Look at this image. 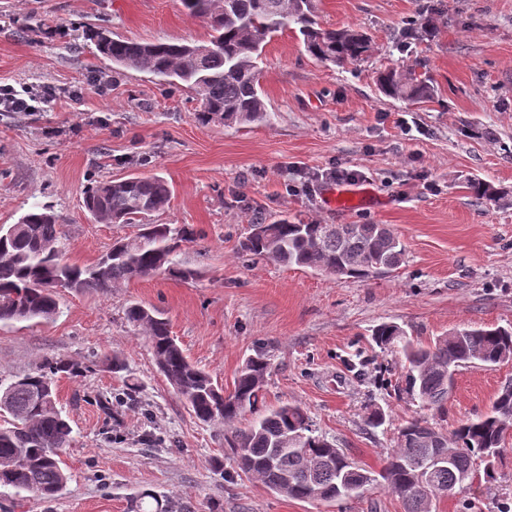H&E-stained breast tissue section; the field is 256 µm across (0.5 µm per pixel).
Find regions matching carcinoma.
<instances>
[{
	"instance_id": "cac0c4a2",
	"label": "carcinoma",
	"mask_w": 512,
	"mask_h": 512,
	"mask_svg": "<svg viewBox=\"0 0 512 512\" xmlns=\"http://www.w3.org/2000/svg\"><path fill=\"white\" fill-rule=\"evenodd\" d=\"M183 8L210 29L204 43L138 42L91 34L97 51L116 69L146 71L169 85L184 86L198 101L199 120L252 123L265 118L260 94L262 49L271 37L298 26L307 51L321 62L341 65L368 52L369 39L355 28L325 29L313 17L312 0H181ZM379 90L387 97L421 102L433 96L428 80L412 69L379 73ZM479 199L502 195L490 183L474 180ZM171 198L166 181L155 175L93 182L84 192V207L98 224H137L139 232L112 244L96 262L77 265L62 253L57 216L36 207L15 224L0 225V324L49 321L60 312V292L108 294L125 282L155 274L189 279L194 272L178 259L181 243L193 232L181 224H151ZM240 253L323 272L338 278L364 279L371 268L393 270L405 260V247L387 224H321L317 221L248 225ZM126 319L148 336L159 372L195 417L234 428L230 448L237 468L257 477L269 490L289 498L332 502L359 496L381 485L402 499L405 512H425L434 500L473 478L476 461L505 446L512 428V380L497 392L490 410L459 422L446 432L413 418L400 428L397 445L380 473L359 466L345 452L315 433L307 412L295 404L266 410L248 427L235 423L255 409L271 355L257 346L239 370L233 390L215 384L211 375L185 354L164 313L131 303ZM465 335L442 336L423 344L395 323H382L372 339L383 351L398 352L405 369V391L427 408L445 414L458 368L479 363L494 367L512 357V326L470 327ZM82 366L47 358L32 372L12 381L0 395V489L27 491L43 498L57 495L66 475L60 458L71 439L69 418L58 407L57 382L78 377ZM453 450L443 467L433 464L439 447Z\"/></svg>"
}]
</instances>
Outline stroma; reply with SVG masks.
<instances>
[{"label": "stroma", "instance_id": "stroma-1", "mask_svg": "<svg viewBox=\"0 0 512 512\" xmlns=\"http://www.w3.org/2000/svg\"><path fill=\"white\" fill-rule=\"evenodd\" d=\"M434 2L424 39L402 44L407 20ZM325 28L364 31L371 50L337 66L316 60L297 28L264 47V120L204 123L191 91L146 72L113 70L90 33L101 27L149 42H203L209 30L180 0H0V84L54 87L36 112H0V224L37 206L61 219L65 257L96 261L131 224H96L82 206L90 182L132 174L171 188L159 224L196 232L179 258L195 270L137 279L111 293L62 292L48 322L0 325V383L47 357L81 362L59 381L72 441L68 476L55 497L0 491V512H132L150 493L168 512H404L381 488L335 502L294 500L242 473L224 429L195 418L159 372L148 338L127 323L138 302L162 310L187 356L225 390L257 342L273 366L258 411L305 407L318 433L354 461L380 471L398 429L425 417L449 429L486 412L512 360L461 368L440 416L411 395L388 397L401 358L372 330L401 325L427 343L466 326L512 325V0H313ZM414 65L434 98L385 97L381 71ZM357 171L349 190L364 206L339 207L330 168ZM480 178L503 193L479 200ZM324 224H387L405 246L397 269L338 278L271 261H247L239 243L255 217ZM126 369L112 373L109 355ZM136 384L140 407L102 409ZM383 426L366 424L371 409ZM433 512H498L512 499V439L493 462Z\"/></svg>", "mask_w": 512, "mask_h": 512}]
</instances>
